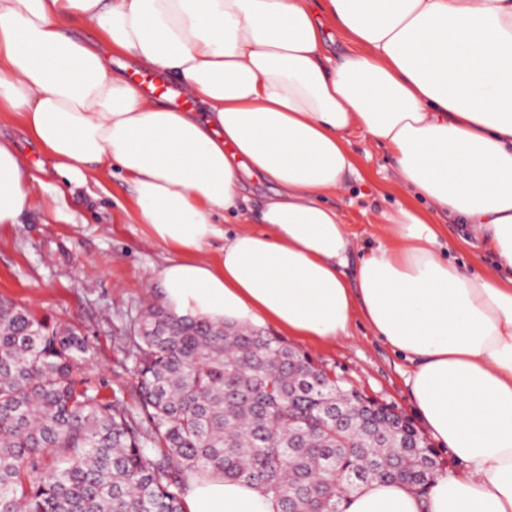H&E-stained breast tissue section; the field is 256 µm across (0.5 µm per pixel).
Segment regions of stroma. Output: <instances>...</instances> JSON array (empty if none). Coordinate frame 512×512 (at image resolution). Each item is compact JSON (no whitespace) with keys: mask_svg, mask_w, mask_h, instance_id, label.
Returning <instances> with one entry per match:
<instances>
[{"mask_svg":"<svg viewBox=\"0 0 512 512\" xmlns=\"http://www.w3.org/2000/svg\"><path fill=\"white\" fill-rule=\"evenodd\" d=\"M0 138L14 144L33 176V204L16 223L0 227V298L29 308L48 323L76 328L94 347L86 370L90 385L105 398L137 408V380L123 338L149 305L160 302L158 272L171 250L150 240L134 217L132 188L113 170L102 184L79 185L60 177L29 134L19 113L0 108ZM357 172L329 202L355 235L358 253L386 233L381 214L408 195L398 186L388 150L352 136ZM451 258L482 272L494 269L491 254L463 245L468 231L437 215ZM316 366L369 399L393 406L408 418L417 413L405 385L406 361L373 335L362 319L351 334L329 342L288 337Z\"/></svg>","mask_w":512,"mask_h":512,"instance_id":"1","label":"stroma"}]
</instances>
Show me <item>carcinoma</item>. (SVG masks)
<instances>
[{"label": "carcinoma", "mask_w": 512, "mask_h": 512, "mask_svg": "<svg viewBox=\"0 0 512 512\" xmlns=\"http://www.w3.org/2000/svg\"><path fill=\"white\" fill-rule=\"evenodd\" d=\"M87 337L0 299V512H183L190 474L254 484L280 512H344L372 480L427 493L436 454L404 416L253 329L130 325L140 416L81 377Z\"/></svg>", "instance_id": "cac0c4a2"}]
</instances>
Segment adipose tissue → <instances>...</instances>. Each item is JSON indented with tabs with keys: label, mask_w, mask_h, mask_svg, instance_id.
Instances as JSON below:
<instances>
[{
	"label": "adipose tissue",
	"mask_w": 512,
	"mask_h": 512,
	"mask_svg": "<svg viewBox=\"0 0 512 512\" xmlns=\"http://www.w3.org/2000/svg\"><path fill=\"white\" fill-rule=\"evenodd\" d=\"M114 52L177 78L201 112L148 99ZM0 105L68 179L125 173L136 222L176 253L158 272L175 315L322 341L359 317L409 362L419 418L461 467L422 497L367 482L345 512H512V0H0ZM356 130L407 193L470 226L496 273L446 257L401 204L351 264L355 235L325 199L355 169ZM247 175L272 187L255 221ZM29 179L0 140V226L30 206ZM183 510L280 512L220 475L190 480Z\"/></svg>",
	"instance_id": "adipose-tissue-1"
}]
</instances>
